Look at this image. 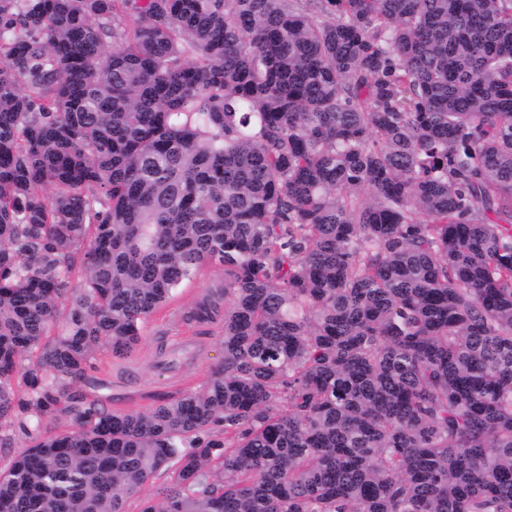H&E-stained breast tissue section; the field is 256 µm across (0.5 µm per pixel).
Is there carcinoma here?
<instances>
[{"instance_id": "cac0c4a2", "label": "carcinoma", "mask_w": 512, "mask_h": 512, "mask_svg": "<svg viewBox=\"0 0 512 512\" xmlns=\"http://www.w3.org/2000/svg\"><path fill=\"white\" fill-rule=\"evenodd\" d=\"M207 266L203 390L74 389ZM18 430L0 512H512V0H0Z\"/></svg>"}]
</instances>
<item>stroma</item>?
Wrapping results in <instances>:
<instances>
[{
	"instance_id": "1",
	"label": "stroma",
	"mask_w": 512,
	"mask_h": 512,
	"mask_svg": "<svg viewBox=\"0 0 512 512\" xmlns=\"http://www.w3.org/2000/svg\"><path fill=\"white\" fill-rule=\"evenodd\" d=\"M223 283L221 271L204 268L147 320L143 339L130 357L119 360L105 352L97 354L91 375L104 383L100 396L106 410L145 411L203 388L212 367L223 360L224 316L219 312L200 324L186 315L204 302L223 306Z\"/></svg>"
}]
</instances>
